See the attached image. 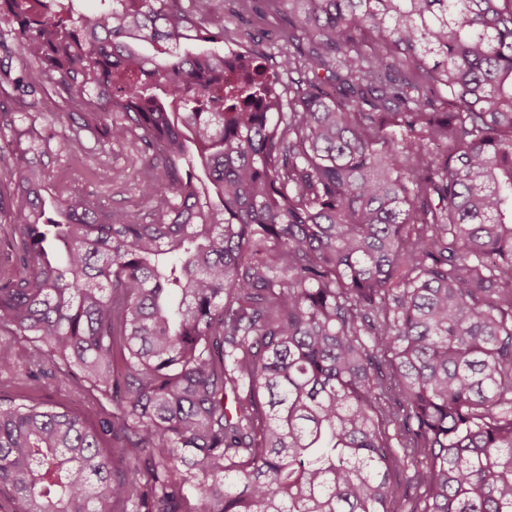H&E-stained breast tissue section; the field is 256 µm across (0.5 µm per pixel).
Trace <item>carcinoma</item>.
<instances>
[{"mask_svg": "<svg viewBox=\"0 0 512 512\" xmlns=\"http://www.w3.org/2000/svg\"><path fill=\"white\" fill-rule=\"evenodd\" d=\"M50 93L145 217L31 167ZM0 95V368L87 400L0 397L15 512H512V0H0ZM224 29V45H249L250 39L248 34L255 40L262 37L260 29L253 27V25L248 22L247 18H224Z\"/></svg>", "mask_w": 512, "mask_h": 512, "instance_id": "obj_1", "label": "carcinoma"}]
</instances>
